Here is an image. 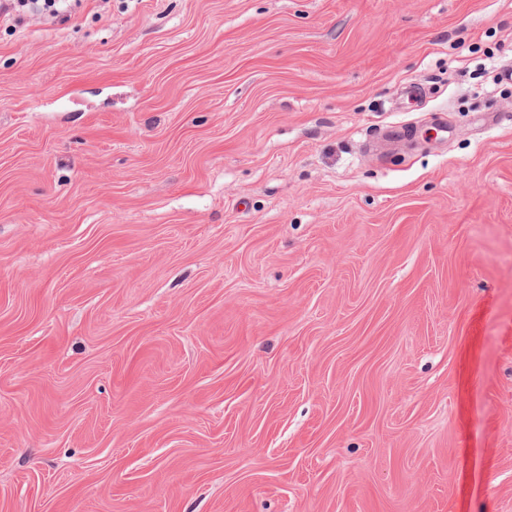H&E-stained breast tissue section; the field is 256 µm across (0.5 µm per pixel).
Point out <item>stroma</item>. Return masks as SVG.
<instances>
[{
  "instance_id": "stroma-1",
  "label": "stroma",
  "mask_w": 512,
  "mask_h": 512,
  "mask_svg": "<svg viewBox=\"0 0 512 512\" xmlns=\"http://www.w3.org/2000/svg\"><path fill=\"white\" fill-rule=\"evenodd\" d=\"M512 0L0 23V512H512Z\"/></svg>"
}]
</instances>
